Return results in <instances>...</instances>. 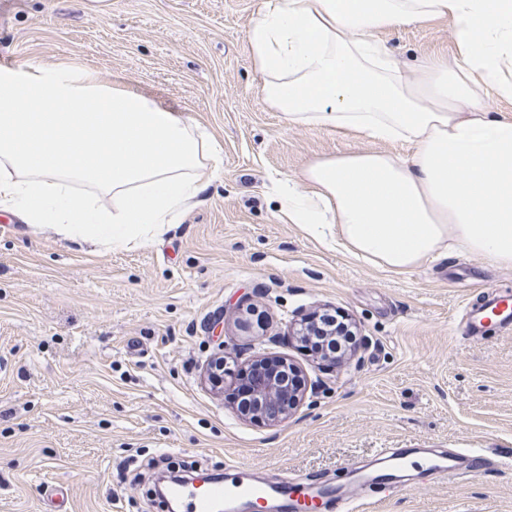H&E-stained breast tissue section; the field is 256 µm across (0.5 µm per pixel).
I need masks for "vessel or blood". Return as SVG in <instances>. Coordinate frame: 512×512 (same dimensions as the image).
Segmentation results:
<instances>
[{
    "label": "vessel or blood",
    "instance_id": "obj_1",
    "mask_svg": "<svg viewBox=\"0 0 512 512\" xmlns=\"http://www.w3.org/2000/svg\"><path fill=\"white\" fill-rule=\"evenodd\" d=\"M497 318L503 325L512 324V300L492 297L467 312L469 334H479L485 321ZM429 470L458 475L466 479L482 476L489 467L480 453L469 454L461 461H446L430 456ZM388 472H358L345 484L329 486L310 479L288 481L280 475L254 482L232 473L222 481L204 485H182L176 490L182 512H248L252 503L265 502L268 512H353L357 489L389 485Z\"/></svg>",
    "mask_w": 512,
    "mask_h": 512
}]
</instances>
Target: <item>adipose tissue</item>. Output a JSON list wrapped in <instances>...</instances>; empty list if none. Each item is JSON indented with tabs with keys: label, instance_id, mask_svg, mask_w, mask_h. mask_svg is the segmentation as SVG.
<instances>
[{
	"label": "adipose tissue",
	"instance_id": "obj_1",
	"mask_svg": "<svg viewBox=\"0 0 512 512\" xmlns=\"http://www.w3.org/2000/svg\"><path fill=\"white\" fill-rule=\"evenodd\" d=\"M453 23L458 54L397 60L381 32ZM262 100L291 127L407 146L307 163L275 213L404 273L459 251L512 268V0H263L247 28ZM223 171L207 128L84 68L0 69V210L62 240L147 245ZM112 199L103 208L101 197Z\"/></svg>",
	"mask_w": 512,
	"mask_h": 512
}]
</instances>
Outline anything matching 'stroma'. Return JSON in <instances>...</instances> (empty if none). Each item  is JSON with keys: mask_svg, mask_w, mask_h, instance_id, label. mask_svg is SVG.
<instances>
[{"mask_svg": "<svg viewBox=\"0 0 512 512\" xmlns=\"http://www.w3.org/2000/svg\"><path fill=\"white\" fill-rule=\"evenodd\" d=\"M262 0H0V68L59 64L203 124L223 174L147 246L107 251L0 210V512H159L148 459L331 484L383 448L481 449L494 469L364 493L363 512H512V329L472 336L466 305L512 294V268L461 253L405 274L274 215L271 175L396 144L288 127L264 105L246 32ZM400 61L454 55L451 22L381 33ZM355 321L353 358L302 349L288 324ZM283 357L316 383L287 419L243 418L207 364ZM68 489L64 504L51 486Z\"/></svg>", "mask_w": 512, "mask_h": 512, "instance_id": "1", "label": "stroma"}]
</instances>
